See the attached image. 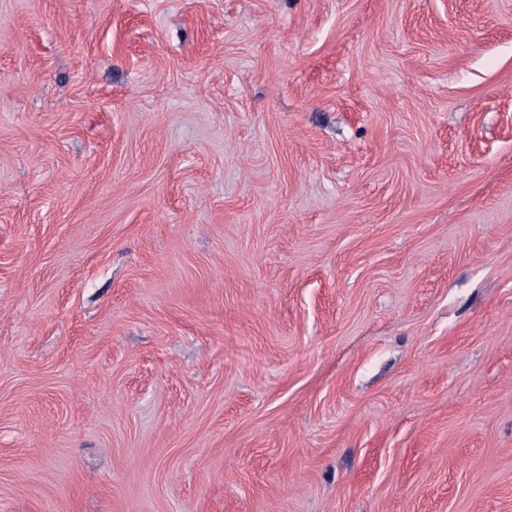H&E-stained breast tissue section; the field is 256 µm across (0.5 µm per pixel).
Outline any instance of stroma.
Listing matches in <instances>:
<instances>
[{
  "instance_id": "1",
  "label": "stroma",
  "mask_w": 512,
  "mask_h": 512,
  "mask_svg": "<svg viewBox=\"0 0 512 512\" xmlns=\"http://www.w3.org/2000/svg\"><path fill=\"white\" fill-rule=\"evenodd\" d=\"M0 512H512V0H0Z\"/></svg>"
}]
</instances>
